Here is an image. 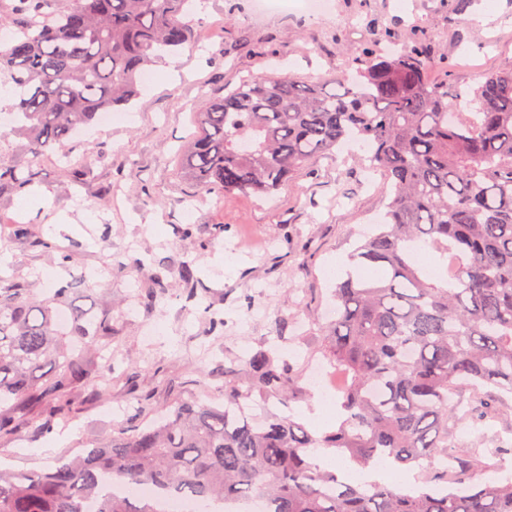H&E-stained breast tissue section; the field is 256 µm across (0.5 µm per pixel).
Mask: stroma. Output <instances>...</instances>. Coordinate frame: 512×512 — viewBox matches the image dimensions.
Returning a JSON list of instances; mask_svg holds the SVG:
<instances>
[{
  "label": "stroma",
  "instance_id": "35a3bbf8",
  "mask_svg": "<svg viewBox=\"0 0 512 512\" xmlns=\"http://www.w3.org/2000/svg\"><path fill=\"white\" fill-rule=\"evenodd\" d=\"M317 17L256 13L253 0H196L185 20L194 46L154 64L156 78L125 107L126 118L85 125L70 141L85 175L73 178L58 156H34L16 125L0 121V160L37 173L43 201L0 186V275L53 297L70 284L67 310L109 321L112 356L136 366L111 391L82 405L69 437L29 430L0 439V461L44 470L63 452L105 441L116 425L134 426L179 399L224 400V373L247 385L236 359L282 337L302 400L257 401L253 411L293 417L321 435L311 413L321 403L308 379L324 364L323 316L332 307L337 262L380 222L391 191L360 163L357 144L312 159L273 196L208 193L180 167L203 94L223 93L241 78L288 74L311 83L348 71L354 56L394 44L437 61L428 78L467 91L512 62V0H328ZM26 224L65 247L59 256L19 239ZM192 262L197 284L187 298L178 277ZM169 293L146 298L155 276ZM220 310L224 330L210 333L204 307ZM456 438L462 447L508 449L512 466V398L496 419L474 425L483 399L463 387Z\"/></svg>",
  "mask_w": 512,
  "mask_h": 512
}]
</instances>
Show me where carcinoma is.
<instances>
[{"instance_id":"cac0c4a2","label":"carcinoma","mask_w":512,"mask_h":512,"mask_svg":"<svg viewBox=\"0 0 512 512\" xmlns=\"http://www.w3.org/2000/svg\"><path fill=\"white\" fill-rule=\"evenodd\" d=\"M0 26L19 37L0 49V73L18 98L20 132L37 156L62 150L103 110L128 104L139 73L192 41L188 0H13ZM356 73L304 84L287 75L249 77L204 98L181 151L184 176L217 193L268 196L295 170L348 140L392 186L381 223L350 254L336 283V314L323 356L341 379L342 420L315 436L291 418L249 416L252 394L288 395V364L258 350L243 357L253 382L225 371L224 403L181 401L143 427L119 426L106 441L41 470L0 467V512H161L160 498L209 512L259 498L262 512H512V477L485 480L490 465L458 447L453 395L468 383L512 396V64L483 75L473 112L461 93L431 85L423 50L368 51ZM34 172L0 162V184L17 190ZM426 250L453 272L433 281L416 261ZM69 289L33 301L0 286V435L38 432L73 419L69 394L85 381L112 389L114 368L91 367L75 344L112 342L104 320L74 314L56 323ZM45 384L36 373L47 363ZM322 448L362 475L311 460ZM388 461L418 469L411 493L363 479ZM150 485L158 496L116 493Z\"/></svg>"}]
</instances>
